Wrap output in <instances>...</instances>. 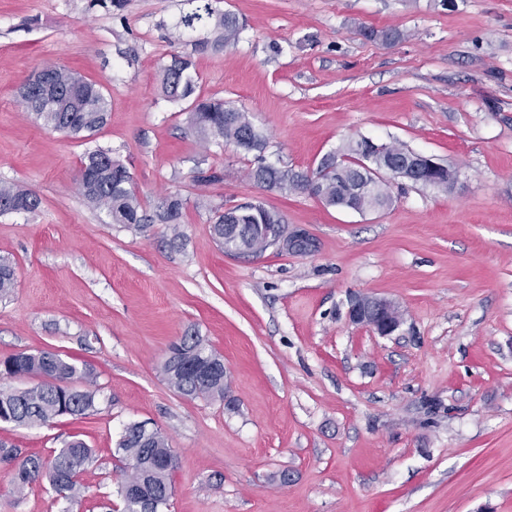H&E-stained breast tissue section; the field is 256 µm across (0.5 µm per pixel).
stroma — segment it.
<instances>
[{
  "mask_svg": "<svg viewBox=\"0 0 512 512\" xmlns=\"http://www.w3.org/2000/svg\"><path fill=\"white\" fill-rule=\"evenodd\" d=\"M240 41L197 56V92L250 113L267 163L309 170L368 137L455 167L451 190L391 179L390 209L359 214L249 181L252 156L201 144L158 88L183 0H0V182L40 196L0 215V359L51 351L95 375V408L0 439L52 457L71 437L94 459L69 504L24 495L0 467V512H106L124 427L161 429L176 456L167 512H512V0H218ZM399 30L371 42L362 28ZM50 64L111 99L94 141L143 204L186 199L182 246L164 225L111 223L78 191L83 141L24 114L22 82ZM221 173L194 179L197 161ZM205 199L208 209L196 208ZM258 200L304 226L316 252L224 253L211 208ZM399 304L381 336L349 322L351 293ZM197 333L226 369L225 400L164 379ZM288 482H280L281 472Z\"/></svg>",
  "mask_w": 512,
  "mask_h": 512,
  "instance_id": "1",
  "label": "stroma"
}]
</instances>
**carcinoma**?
I'll return each instance as SVG.
<instances>
[{"mask_svg": "<svg viewBox=\"0 0 512 512\" xmlns=\"http://www.w3.org/2000/svg\"><path fill=\"white\" fill-rule=\"evenodd\" d=\"M186 11L174 24L172 38L184 42L191 37V51H174L160 66L158 80L163 97L172 104L182 105L189 114V122L198 135L208 141H225L254 155V165L248 178L269 192L307 194L327 207L354 210L358 213L390 208L394 196L389 183L381 181L375 193L360 190L363 180L360 162L368 161L361 152L359 141L351 140L339 151L324 155L316 168L307 172L279 168L266 163L264 153L268 139L254 125L247 112L224 106V102L196 95L197 73L195 57L208 52H219L237 44L246 24L229 11H221L213 0H184ZM49 76L58 95L47 96L39 89L28 92L26 112L38 125L62 132L74 138L88 140L107 123L111 101L96 83L82 81L79 92L65 97L75 74L61 65L49 66ZM87 177L81 179L80 189L88 206L106 212L114 224L146 228L163 224L171 232V241L183 237L180 224L186 201L179 194H168L152 207L145 208L132 190L131 176L126 167L112 158V152L102 147L87 149L81 160ZM41 206L38 195L20 190L12 184L0 183V214L34 213ZM279 212L260 201L239 204L218 212L210 232L213 239L225 245L224 225H241L235 249H249L256 253L266 251L253 225L283 224ZM15 284V269L0 260V297L10 294ZM171 354L162 365L167 382L179 393L191 397L224 399L226 386L221 378L208 383H195L190 370L200 363L219 358L205 340L197 334H185L170 347ZM21 371L37 380L27 390H14L5 382L3 371ZM94 384L90 366L75 363L59 354L42 351L37 354L20 352L0 360V412L11 416L18 426L46 424L61 416L78 417L95 408ZM10 452L24 459L25 470L35 478L45 476L56 493L75 502L82 495V487L75 475L93 458L92 448L80 438L67 441L53 457L44 459L26 454L22 449L0 441V453ZM118 452L124 462V480L118 494L125 512H161L172 496L173 468L161 462L173 455L165 435L158 429L147 434L138 422L127 425L118 441Z\"/></svg>", "mask_w": 512, "mask_h": 512, "instance_id": "1", "label": "carcinoma"}]
</instances>
